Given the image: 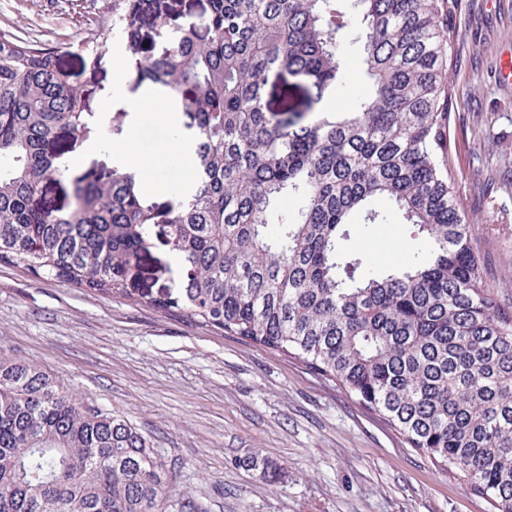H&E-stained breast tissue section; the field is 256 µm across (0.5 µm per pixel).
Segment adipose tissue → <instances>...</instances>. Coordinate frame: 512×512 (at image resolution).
Returning a JSON list of instances; mask_svg holds the SVG:
<instances>
[{
  "mask_svg": "<svg viewBox=\"0 0 512 512\" xmlns=\"http://www.w3.org/2000/svg\"><path fill=\"white\" fill-rule=\"evenodd\" d=\"M137 63V57L127 52L113 56L112 84L103 92L104 104L98 120L106 122L112 108L117 106L129 112L130 125L124 137L113 141L109 149L112 163L118 170L134 174L146 194H168L174 186L164 177L163 171L170 160H178L183 172V185H193L195 140L187 133L178 132L163 151L152 155L140 152L139 141L147 128L162 125L175 129L176 120L173 113L159 111L158 106L163 101L161 92L149 88L135 94L129 92L127 78Z\"/></svg>",
  "mask_w": 512,
  "mask_h": 512,
  "instance_id": "ef3b65f1",
  "label": "adipose tissue"
}]
</instances>
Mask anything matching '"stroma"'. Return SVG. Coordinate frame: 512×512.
Masks as SVG:
<instances>
[{
  "mask_svg": "<svg viewBox=\"0 0 512 512\" xmlns=\"http://www.w3.org/2000/svg\"><path fill=\"white\" fill-rule=\"evenodd\" d=\"M448 50V166L469 244L512 307V0H461ZM112 0H0V35L55 47L78 81L105 89L80 58ZM377 263L417 248L398 218L351 231ZM0 357L51 372L127 416L168 470L162 512H491L421 452L402 445L334 383L238 336L0 262ZM280 469L277 479L262 461Z\"/></svg>",
  "mask_w": 512,
  "mask_h": 512,
  "instance_id": "obj_1",
  "label": "stroma"
}]
</instances>
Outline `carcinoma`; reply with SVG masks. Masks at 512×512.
Instances as JSON below:
<instances>
[{"instance_id":"1","label":"carcinoma","mask_w":512,"mask_h":512,"mask_svg":"<svg viewBox=\"0 0 512 512\" xmlns=\"http://www.w3.org/2000/svg\"><path fill=\"white\" fill-rule=\"evenodd\" d=\"M118 2L111 26L142 54L135 80L196 131L195 184L160 211L130 173L66 174L88 89L55 51L0 37V261L283 353L512 512V309L469 246L448 171L459 0H208L202 21L175 27L157 0ZM148 16L157 52L142 47ZM353 17L370 90L314 115L351 76L336 33ZM111 50L97 35L82 68ZM64 178L68 207L38 204ZM373 201L421 243L401 265L347 247L353 216L389 223ZM156 224L181 280L136 290ZM166 487L127 417L0 358V512H159Z\"/></svg>"}]
</instances>
